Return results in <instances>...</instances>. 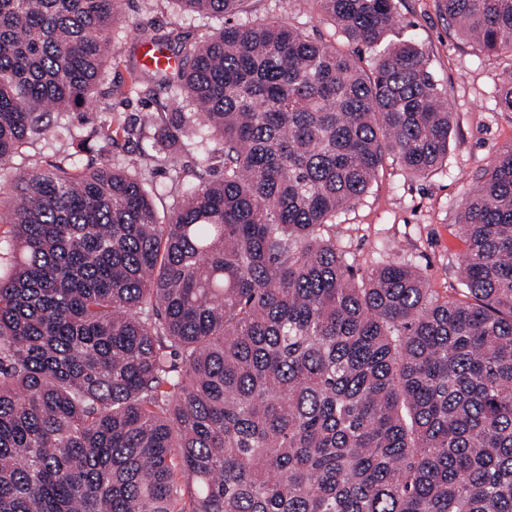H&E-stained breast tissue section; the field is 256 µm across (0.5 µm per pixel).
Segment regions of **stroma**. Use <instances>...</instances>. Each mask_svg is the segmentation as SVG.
Segmentation results:
<instances>
[{
  "mask_svg": "<svg viewBox=\"0 0 512 512\" xmlns=\"http://www.w3.org/2000/svg\"><path fill=\"white\" fill-rule=\"evenodd\" d=\"M119 10L123 21L112 31V59L94 100L78 111L56 115L50 135L24 146L0 169V183L9 184L32 158L59 164L72 156L76 169L82 170L122 168L135 157L143 183L157 193L158 210H169L171 170L159 157L140 153L141 145L157 136L156 128L142 127L137 139L117 136L112 144L91 138L90 133L106 125H139L144 113L172 109L167 94L144 102L128 92L129 60L143 56L142 40L173 27L205 37L216 33L223 22L184 11L175 0H121ZM397 11L394 40L411 42L425 52L453 114L448 162L427 180L418 181L385 160L369 192L337 213L329 234L347 251L355 268L364 271L380 261L405 263L418 269L435 295L450 298L459 288L457 260L464 251L455 231L463 200L494 155L512 145V112L499 103L502 89L512 86V54L479 50L457 35L449 29L437 0H397ZM259 17L281 19L325 42L339 40L314 6L297 0H245L237 20L244 23ZM76 136L90 137L88 151L75 153Z\"/></svg>",
  "mask_w": 512,
  "mask_h": 512,
  "instance_id": "stroma-1",
  "label": "stroma"
}]
</instances>
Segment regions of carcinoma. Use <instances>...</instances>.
Returning <instances> with one entry per match:
<instances>
[{
    "mask_svg": "<svg viewBox=\"0 0 512 512\" xmlns=\"http://www.w3.org/2000/svg\"><path fill=\"white\" fill-rule=\"evenodd\" d=\"M228 18L244 0H174ZM336 48L278 19L179 28L131 93L190 106L222 174L184 161L161 220L138 164L31 160L0 185V512H512V147L462 204L458 297L326 236L387 155L425 179L452 113L396 0H314ZM512 51V0H438ZM118 0H0V168L81 107Z\"/></svg>",
    "mask_w": 512,
    "mask_h": 512,
    "instance_id": "carcinoma-1",
    "label": "carcinoma"
}]
</instances>
